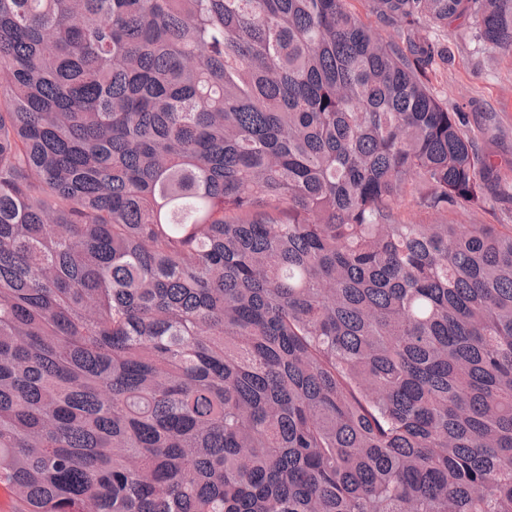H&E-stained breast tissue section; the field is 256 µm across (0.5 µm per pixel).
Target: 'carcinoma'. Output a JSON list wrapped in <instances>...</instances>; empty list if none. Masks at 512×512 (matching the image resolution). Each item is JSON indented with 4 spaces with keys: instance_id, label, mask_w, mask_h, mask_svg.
Listing matches in <instances>:
<instances>
[{
    "instance_id": "1",
    "label": "carcinoma",
    "mask_w": 512,
    "mask_h": 512,
    "mask_svg": "<svg viewBox=\"0 0 512 512\" xmlns=\"http://www.w3.org/2000/svg\"><path fill=\"white\" fill-rule=\"evenodd\" d=\"M369 3L0 0L18 512H512V224L448 220L512 184L431 87L512 0Z\"/></svg>"
}]
</instances>
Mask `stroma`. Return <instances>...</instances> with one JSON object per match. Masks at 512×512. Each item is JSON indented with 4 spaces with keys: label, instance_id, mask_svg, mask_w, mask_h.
<instances>
[{
    "label": "stroma",
    "instance_id": "35a3bbf8",
    "mask_svg": "<svg viewBox=\"0 0 512 512\" xmlns=\"http://www.w3.org/2000/svg\"><path fill=\"white\" fill-rule=\"evenodd\" d=\"M451 49L434 81L438 98L452 112L469 116L477 150L492 155L512 180V53L482 45L470 21L457 20L440 34Z\"/></svg>",
    "mask_w": 512,
    "mask_h": 512
}]
</instances>
